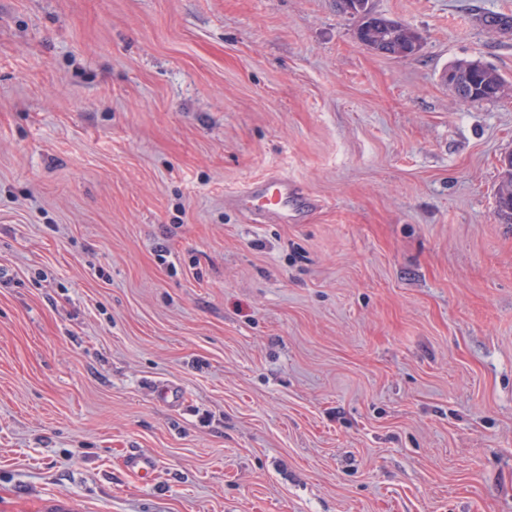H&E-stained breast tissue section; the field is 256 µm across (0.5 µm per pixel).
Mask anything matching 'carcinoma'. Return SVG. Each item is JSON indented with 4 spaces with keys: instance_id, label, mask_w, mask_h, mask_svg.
<instances>
[{
    "instance_id": "carcinoma-1",
    "label": "carcinoma",
    "mask_w": 512,
    "mask_h": 512,
    "mask_svg": "<svg viewBox=\"0 0 512 512\" xmlns=\"http://www.w3.org/2000/svg\"><path fill=\"white\" fill-rule=\"evenodd\" d=\"M337 6L345 13L360 19L357 33L363 35L360 43L367 49L391 57H411L419 51L414 44L417 33L405 24L373 12L369 0H347ZM450 87L464 102L491 101L499 98L498 90L505 85L503 77L488 66H479L474 60H462L448 67ZM495 196L512 206V169L501 167Z\"/></svg>"
}]
</instances>
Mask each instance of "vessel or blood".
Instances as JSON below:
<instances>
[{"label": "vessel or blood", "instance_id": "1", "mask_svg": "<svg viewBox=\"0 0 512 512\" xmlns=\"http://www.w3.org/2000/svg\"><path fill=\"white\" fill-rule=\"evenodd\" d=\"M224 202L276 224L298 223L303 212L319 205L317 199L301 198L298 186L276 173L251 182L237 195L225 197Z\"/></svg>", "mask_w": 512, "mask_h": 512}]
</instances>
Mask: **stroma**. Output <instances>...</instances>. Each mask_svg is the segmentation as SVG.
<instances>
[{"label":"stroma","instance_id":"35a3bbf8","mask_svg":"<svg viewBox=\"0 0 512 512\" xmlns=\"http://www.w3.org/2000/svg\"><path fill=\"white\" fill-rule=\"evenodd\" d=\"M371 3L0 0V512H512V0ZM344 2H348L350 7H344ZM336 3L344 13H350L359 17L360 24L357 29V36L358 33L364 36L362 40L358 37V40L367 49L398 58L411 57L419 51L420 44L419 47H416L414 44V38L419 40L417 33L401 22L388 19L373 12L371 6L369 7V0H339ZM389 28H391L392 32L387 45L377 47L379 39L390 35ZM476 62L481 61L462 60L454 63L444 72L450 71L451 78L448 72L444 80L448 82L450 79L451 84L447 83L448 86L464 102L477 103L499 98L501 95H498V90L505 85L503 77L496 70L485 64L483 67L476 65ZM299 196L298 186L288 177L272 173L251 182L237 195L225 197L224 202L264 222L297 224L303 212L319 206L317 199L300 200Z\"/></svg>","mask_w":512,"mask_h":512}]
</instances>
